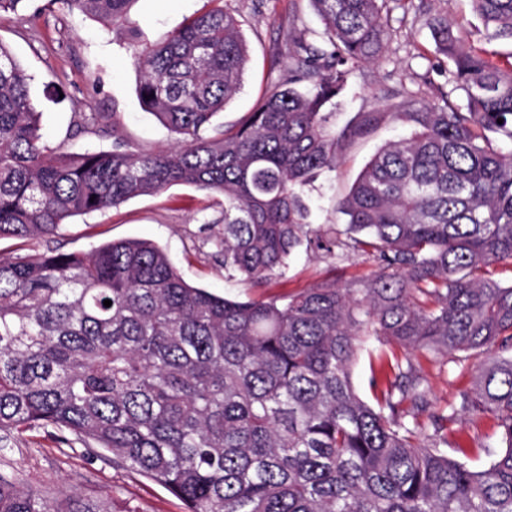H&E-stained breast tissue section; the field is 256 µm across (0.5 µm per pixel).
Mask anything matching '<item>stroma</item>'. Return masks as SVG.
Returning <instances> with one entry per match:
<instances>
[{"label": "stroma", "instance_id": "35a3bbf8", "mask_svg": "<svg viewBox=\"0 0 512 512\" xmlns=\"http://www.w3.org/2000/svg\"><path fill=\"white\" fill-rule=\"evenodd\" d=\"M427 13L395 11L393 33L378 61L351 74L336 100V127L344 129L366 112L381 113L376 128L347 145L335 170L317 175L305 189L309 224L328 227L344 223L339 201L375 151L410 131L391 114L409 90L427 95L450 93L463 102L462 91L450 80L451 63L438 53L427 27L429 14L447 11L463 25L466 44L501 66L512 64V46L489 39L472 0H427ZM204 7V0H135L130 16L137 39L122 27H112L78 12L60 0H28L18 11L0 17V44L6 46L31 77V95L42 113L45 140L55 147L72 143L77 151L108 150L111 138L94 127H79L88 112H116L131 140L145 150L169 147L170 131L147 111L136 86L132 64L134 45H151L180 28ZM224 7L242 23L249 60L239 92L220 116L225 129L237 126L287 76L289 35L306 31L319 38L322 24L309 0H224ZM224 197L192 186L133 198L118 207L70 219L62 235L38 239H1L0 254L25 257L50 252H89L112 240L140 239L158 245L190 285L240 300L295 294L327 279L342 282L368 277L373 265L357 256L338 264L304 250L291 259L283 276L266 288L253 289L224 273L208 257L207 237L220 232ZM430 387L433 410H442L458 390L471 387L479 359L456 353L432 358L415 355ZM493 420L465 418L449 423L454 456L478 467L495 446ZM0 474L18 478L28 489L54 495L68 488L87 495L111 494L114 512H185L183 502L159 484L113 465L111 456H89L75 439L63 440L53 428H30L0 434Z\"/></svg>", "mask_w": 512, "mask_h": 512}]
</instances>
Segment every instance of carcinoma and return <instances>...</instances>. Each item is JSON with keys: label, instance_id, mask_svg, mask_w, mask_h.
Wrapping results in <instances>:
<instances>
[{"label": "carcinoma", "instance_id": "cac0c4a2", "mask_svg": "<svg viewBox=\"0 0 512 512\" xmlns=\"http://www.w3.org/2000/svg\"><path fill=\"white\" fill-rule=\"evenodd\" d=\"M59 2L137 39L135 0ZM206 2L133 55L140 100L176 135L163 150L137 148L116 112L83 114L112 149L48 148L29 78L0 45V239L54 237L72 216L187 184L224 196L214 257L252 288L301 247L376 270L242 301L189 285L146 240L0 257V430H66L187 512H512V284L479 276L512 264V67L430 17L465 104L443 94L390 113L410 133L365 164L341 202L347 222L314 229L305 187L372 126L336 131V98L413 0H310L322 41L300 33L288 79L231 131L215 119L242 86L247 44L223 0ZM473 4L490 38L512 44V0ZM372 340L383 382L371 378L370 403L353 374ZM417 352L488 354L428 427ZM486 415L491 460L450 457L445 422ZM0 512H112V499H48L1 477Z\"/></svg>", "mask_w": 512, "mask_h": 512}]
</instances>
